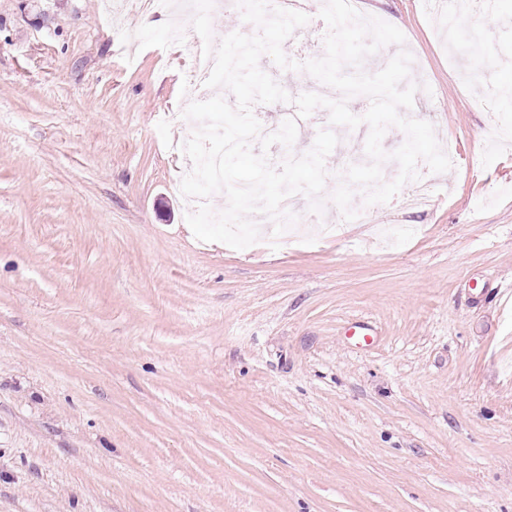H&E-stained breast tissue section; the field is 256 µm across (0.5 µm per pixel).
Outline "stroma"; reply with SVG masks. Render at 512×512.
I'll return each mask as SVG.
<instances>
[{
	"mask_svg": "<svg viewBox=\"0 0 512 512\" xmlns=\"http://www.w3.org/2000/svg\"><path fill=\"white\" fill-rule=\"evenodd\" d=\"M420 60L414 118L452 143L426 206L292 244L187 230L191 59L139 0H0V512H512V0H360ZM500 87L483 102L472 56ZM275 81L280 165L329 122ZM371 333L352 336L355 325Z\"/></svg>",
	"mask_w": 512,
	"mask_h": 512,
	"instance_id": "1",
	"label": "stroma"
}]
</instances>
